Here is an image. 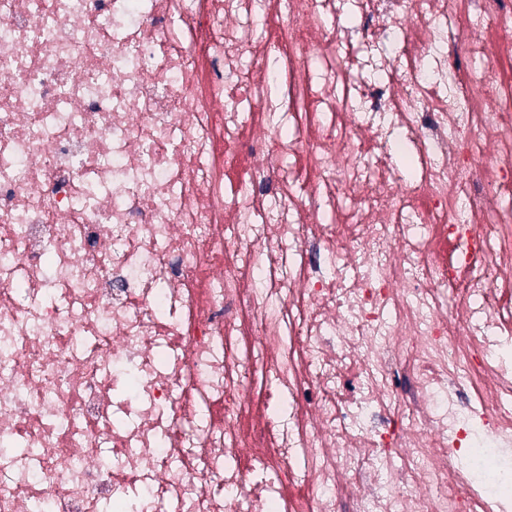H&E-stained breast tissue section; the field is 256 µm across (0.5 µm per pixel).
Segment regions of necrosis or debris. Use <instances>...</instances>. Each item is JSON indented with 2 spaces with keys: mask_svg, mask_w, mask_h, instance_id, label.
<instances>
[{
  "mask_svg": "<svg viewBox=\"0 0 512 512\" xmlns=\"http://www.w3.org/2000/svg\"><path fill=\"white\" fill-rule=\"evenodd\" d=\"M480 14L0 0V512H512L452 459L512 446Z\"/></svg>",
  "mask_w": 512,
  "mask_h": 512,
  "instance_id": "1",
  "label": "necrosis or debris"
}]
</instances>
